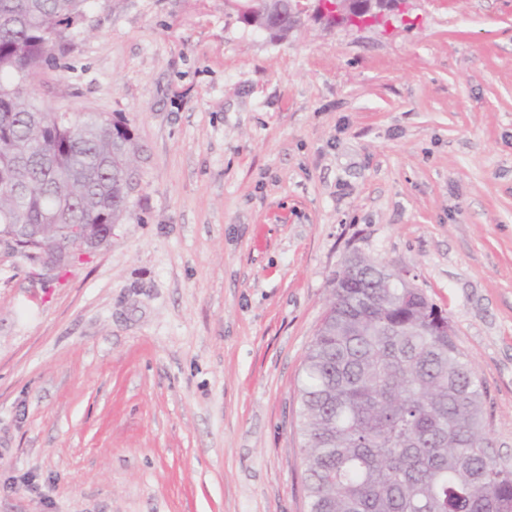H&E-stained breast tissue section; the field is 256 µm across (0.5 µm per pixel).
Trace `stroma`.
Here are the masks:
<instances>
[{"label":"stroma","mask_w":512,"mask_h":512,"mask_svg":"<svg viewBox=\"0 0 512 512\" xmlns=\"http://www.w3.org/2000/svg\"><path fill=\"white\" fill-rule=\"evenodd\" d=\"M86 17L32 93L125 123L131 214L60 273L0 248V512H308L298 385L356 253L447 313L512 468V0ZM409 0H227L239 19L274 37L281 27L296 30L305 19L325 21L331 27L366 28L389 21L392 14H403ZM259 21V23H257Z\"/></svg>","instance_id":"35a3bbf8"}]
</instances>
